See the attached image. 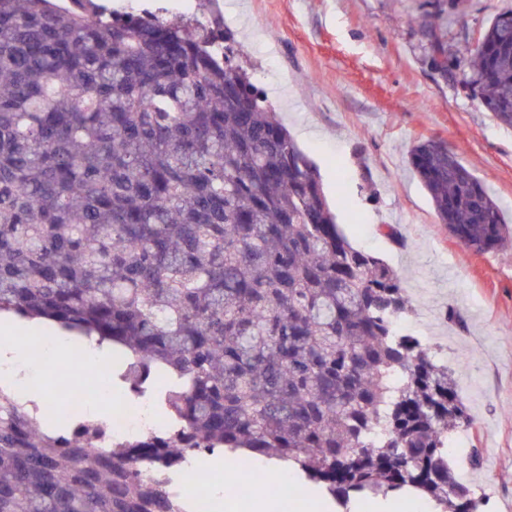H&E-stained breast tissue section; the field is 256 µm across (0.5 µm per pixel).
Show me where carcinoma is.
<instances>
[{
    "label": "carcinoma",
    "mask_w": 512,
    "mask_h": 512,
    "mask_svg": "<svg viewBox=\"0 0 512 512\" xmlns=\"http://www.w3.org/2000/svg\"><path fill=\"white\" fill-rule=\"evenodd\" d=\"M427 37L447 63L443 28ZM232 40L217 19L0 0V314L112 343L127 393L168 424L102 448L104 421L65 411L46 431L0 388V512H196L173 483L193 448L232 469L272 456L335 500L413 489L478 512L448 466L472 424L448 366L398 328L399 277L339 230ZM458 52L512 128V7ZM409 161L462 243L512 242L445 142Z\"/></svg>",
    "instance_id": "1"
}]
</instances>
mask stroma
Here are the masks:
<instances>
[{
  "label": "stroma",
  "mask_w": 512,
  "mask_h": 512,
  "mask_svg": "<svg viewBox=\"0 0 512 512\" xmlns=\"http://www.w3.org/2000/svg\"><path fill=\"white\" fill-rule=\"evenodd\" d=\"M434 0H192L236 40L235 64L267 94L316 164L339 229L381 257L412 302L406 330L437 348L473 424L449 447L457 478L489 484L481 512H512V245L477 253L435 217L409 165L441 139L512 225V129L463 85L466 64L429 61ZM512 0H472L445 29L457 44Z\"/></svg>",
  "instance_id": "1"
}]
</instances>
